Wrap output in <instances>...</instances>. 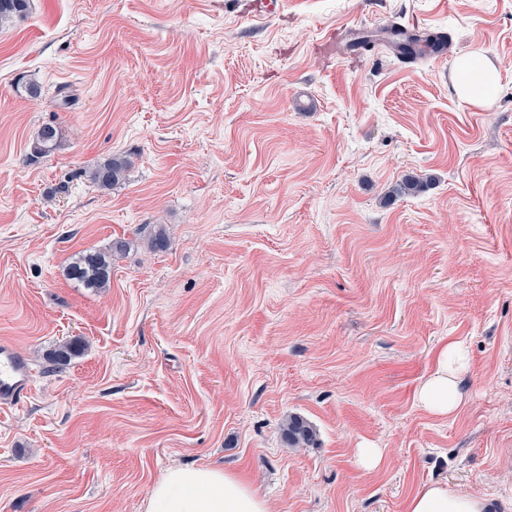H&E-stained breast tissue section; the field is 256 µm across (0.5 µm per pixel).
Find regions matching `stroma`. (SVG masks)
<instances>
[{"mask_svg": "<svg viewBox=\"0 0 512 512\" xmlns=\"http://www.w3.org/2000/svg\"><path fill=\"white\" fill-rule=\"evenodd\" d=\"M260 2L31 0L0 26V340L35 372L0 413V512H146L177 466L268 512H403L437 480L512 501V0ZM394 22L448 55L325 50ZM478 48L487 109L453 89ZM408 174L425 189L396 195ZM117 239L108 288L67 279ZM455 341L463 404L436 416L417 390ZM294 414L310 447L283 438ZM59 137L60 131L57 126L52 124L41 126L32 142V157L39 159L49 156L55 149ZM127 164L125 157L112 156L92 169L91 180L101 189H110L123 178Z\"/></svg>", "mask_w": 512, "mask_h": 512, "instance_id": "1", "label": "stroma"}]
</instances>
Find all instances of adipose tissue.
I'll return each mask as SVG.
<instances>
[{
  "mask_svg": "<svg viewBox=\"0 0 512 512\" xmlns=\"http://www.w3.org/2000/svg\"><path fill=\"white\" fill-rule=\"evenodd\" d=\"M496 64L486 53L475 50L459 59L455 93L464 103L486 107L494 91L482 84ZM469 368L464 346L458 342L443 347L436 366L417 392L420 405L437 416H452L462 404L460 379ZM488 497L452 491L438 483H426L412 494L405 512H491ZM147 512H268L266 502L238 476L208 466L173 467L153 487Z\"/></svg>",
  "mask_w": 512,
  "mask_h": 512,
  "instance_id": "ef3b65f1",
  "label": "adipose tissue"
}]
</instances>
